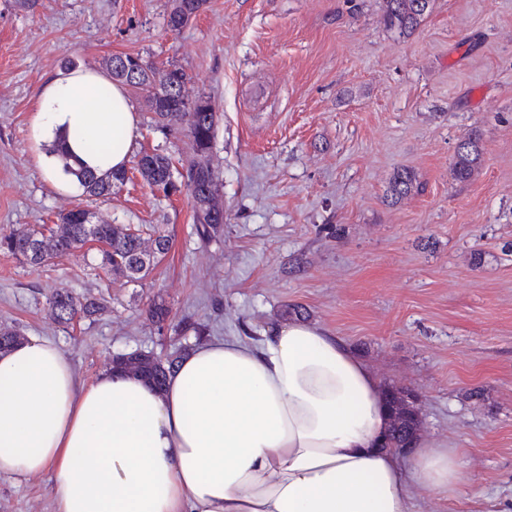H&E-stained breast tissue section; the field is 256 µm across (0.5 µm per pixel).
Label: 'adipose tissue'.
Instances as JSON below:
<instances>
[{
    "instance_id": "obj_1",
    "label": "adipose tissue",
    "mask_w": 512,
    "mask_h": 512,
    "mask_svg": "<svg viewBox=\"0 0 512 512\" xmlns=\"http://www.w3.org/2000/svg\"><path fill=\"white\" fill-rule=\"evenodd\" d=\"M33 128L100 176L125 168L138 115L78 68L47 77ZM388 422L373 368L305 321L202 342L161 391L118 369L84 383L45 338L0 353V476L51 471L57 512H411L416 490L456 495V452L386 447Z\"/></svg>"
}]
</instances>
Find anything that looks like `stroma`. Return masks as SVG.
I'll list each match as a JSON object with an SVG mask.
<instances>
[{
  "label": "stroma",
  "mask_w": 512,
  "mask_h": 512,
  "mask_svg": "<svg viewBox=\"0 0 512 512\" xmlns=\"http://www.w3.org/2000/svg\"><path fill=\"white\" fill-rule=\"evenodd\" d=\"M381 0H207L180 32L170 0H0V234L49 227L80 205L109 224H158L171 248L138 282L94 265L98 243L33 267L0 252V327L53 341L90 381L114 354L262 336L285 306L341 337L382 383L418 397L421 439L456 449L462 488L420 491L415 512L512 507V0H433L409 39ZM182 66L219 121L224 234L198 240L187 194L144 183L135 156L180 160L186 137L156 128L138 93L128 179L111 196L56 188L39 167L37 97L65 60L99 71L116 54ZM479 129L474 176L451 177ZM417 192L387 197L395 167ZM54 290L105 295L109 310L64 327ZM169 307L158 328L151 300ZM0 512H55L50 472L0 477Z\"/></svg>",
  "instance_id": "1"
}]
</instances>
